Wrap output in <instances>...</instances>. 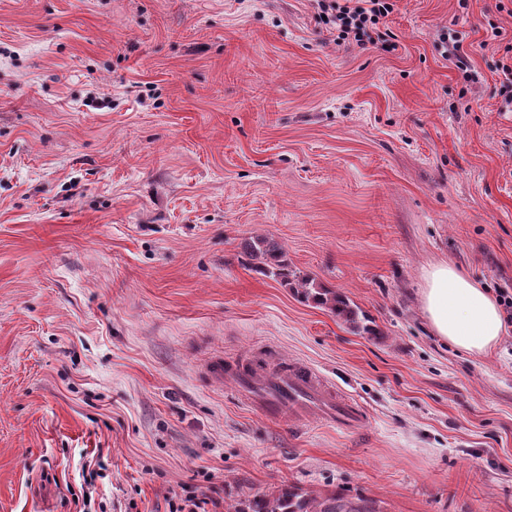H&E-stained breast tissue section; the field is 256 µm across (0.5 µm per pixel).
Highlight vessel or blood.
Wrapping results in <instances>:
<instances>
[{
	"mask_svg": "<svg viewBox=\"0 0 512 512\" xmlns=\"http://www.w3.org/2000/svg\"><path fill=\"white\" fill-rule=\"evenodd\" d=\"M206 374L213 379L233 378L241 400L270 417L282 416L287 410H312L330 422L353 429L364 420L357 405L337 400L335 391L325 388L319 374L301 363H286L274 369H259L245 363L228 365L223 359H212Z\"/></svg>",
	"mask_w": 512,
	"mask_h": 512,
	"instance_id": "obj_1",
	"label": "vessel or blood"
}]
</instances>
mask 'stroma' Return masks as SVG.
Wrapping results in <instances>:
<instances>
[{
    "label": "stroma",
    "mask_w": 512,
    "mask_h": 512,
    "mask_svg": "<svg viewBox=\"0 0 512 512\" xmlns=\"http://www.w3.org/2000/svg\"><path fill=\"white\" fill-rule=\"evenodd\" d=\"M386 23L391 52L337 43L312 0H0V512H79L101 456L109 512L288 484L512 512V318L474 356L420 300L441 261L512 289V0H397ZM256 235L377 335L256 273ZM266 345L363 427L266 418L204 373ZM441 47L445 57L451 59L455 66L463 72L466 79L471 82H477L478 75L471 69V60L464 51L461 36L456 33L443 32L440 37ZM503 50L504 55L495 64L502 96L500 109L512 112V43L505 45Z\"/></svg>",
    "instance_id": "obj_1"
}]
</instances>
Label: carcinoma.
Wrapping results in <instances>:
<instances>
[{"label":"carcinoma","mask_w":512,"mask_h":512,"mask_svg":"<svg viewBox=\"0 0 512 512\" xmlns=\"http://www.w3.org/2000/svg\"><path fill=\"white\" fill-rule=\"evenodd\" d=\"M246 254L255 261V268L280 281L304 302L324 307L354 330L369 336L377 335L370 325L372 318L350 299L332 288H326L311 275L288 265L282 246L269 237H254L244 243ZM228 512H379L375 503L362 496L349 498L336 494H317L299 486L289 485L270 494H258L247 502L228 506Z\"/></svg>","instance_id":"cac0c4a2"}]
</instances>
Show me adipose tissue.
<instances>
[{"label":"adipose tissue","instance_id":"adipose-tissue-1","mask_svg":"<svg viewBox=\"0 0 512 512\" xmlns=\"http://www.w3.org/2000/svg\"><path fill=\"white\" fill-rule=\"evenodd\" d=\"M421 306L436 336L461 351L485 355L506 328L493 296L453 264L440 262L422 274Z\"/></svg>","mask_w":512,"mask_h":512}]
</instances>
